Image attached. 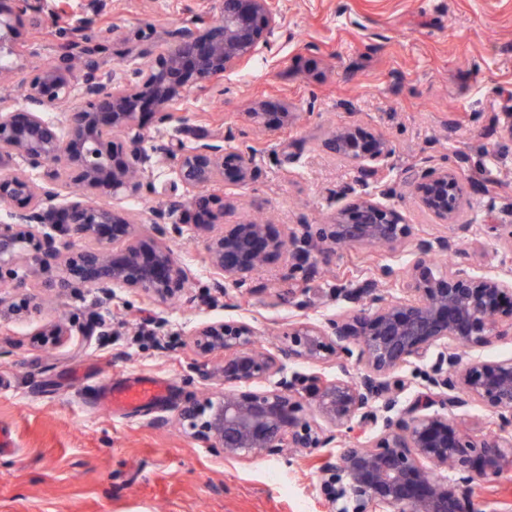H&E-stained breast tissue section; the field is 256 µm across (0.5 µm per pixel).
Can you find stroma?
<instances>
[{"label":"stroma","mask_w":512,"mask_h":512,"mask_svg":"<svg viewBox=\"0 0 512 512\" xmlns=\"http://www.w3.org/2000/svg\"><path fill=\"white\" fill-rule=\"evenodd\" d=\"M44 22L23 28L28 52L0 63L20 76L56 64L77 34L109 30L103 62L122 75L161 54L167 34L215 0H30ZM282 28L245 67L225 73L221 93L191 90L176 105L186 124L157 129L142 114V146L155 184L170 180L159 149L192 143L199 130L223 133L225 146L251 150L257 170L224 191V221L262 216L272 224H330L347 192L374 191L357 164L335 159L324 142L345 125L386 139L395 192L387 205L413 238L444 236L447 262L482 272L512 267L504 245V203L512 201V0H274ZM292 119L281 125L279 107ZM267 115L257 128L251 115ZM431 161L483 181L467 190L461 224L418 209L408 169ZM192 279L172 302L116 289L103 300L90 288H62L61 268L29 274L26 287L0 284V296L26 293L38 314L0 318V427L15 450L0 454V512H329L317 454L227 459L178 422L189 400L218 395L220 377L194 371L189 333L200 322L243 318L259 346L275 350L292 316L321 321L344 306L340 287L376 282L387 299L403 293L380 275L407 270L410 248L379 254L365 247L288 257L242 287L236 307L205 305L211 291L205 244L192 226L171 240ZM56 321L67 340L41 345L37 330ZM146 375L171 386L156 405L111 415L98 397L119 379ZM479 512H512V469L477 483Z\"/></svg>","instance_id":"35a3bbf8"}]
</instances>
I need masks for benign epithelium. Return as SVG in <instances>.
<instances>
[{"label": "benign epithelium", "mask_w": 512, "mask_h": 512, "mask_svg": "<svg viewBox=\"0 0 512 512\" xmlns=\"http://www.w3.org/2000/svg\"><path fill=\"white\" fill-rule=\"evenodd\" d=\"M219 16L208 21L193 17L168 34L167 50L145 68L115 80L97 51L79 41L71 43L62 61L19 81L25 101L18 111L0 99V170L16 161L21 175H0V282L18 279L24 266L37 273L53 264L64 266V283L90 287L109 299L114 289L127 288L155 301L178 297L190 280L168 241L193 221L205 241L213 293L208 301L233 306L229 289L242 287L251 274L283 253L297 266L308 261V247L366 246L393 250L410 236V225L400 214L375 200L357 195L336 212L325 228L240 222L222 224L224 195L214 188L244 186L256 174L248 152L224 148V139L204 135L185 147L171 142L163 148L165 163L183 190L158 213L157 221L142 231L130 215L80 197L62 194V175L84 189L114 198L121 190H154L145 181L147 155L139 140L123 149L110 140L112 132L133 126L137 113L148 110L163 127L185 118L172 111L187 88L213 91L224 73L246 64L269 46L281 29L273 0H217ZM29 0H0V50L16 54L22 34L17 19L29 15ZM80 80L84 105L67 112V136L45 112L61 107ZM331 153L359 165L376 181L382 197L394 186L380 179L387 169L390 148L384 140L366 141L358 129L343 127L328 141ZM418 206L438 220L451 223L463 205V183L448 167L427 166L411 178ZM46 224L59 237L42 231ZM78 237L88 244L65 249L63 240ZM449 249L448 238H420L414 259L403 278L389 265L385 279L399 280L406 297L384 301L375 284L346 288L349 307L322 323L300 317L288 324L284 341L273 352L255 347L254 328L240 320L201 323L190 332L203 357H222L216 368L224 378L221 396L195 400L179 410L180 420L208 448L226 459L244 455L275 456L286 448H327L321 459V490L336 512H477L474 483L496 476L512 466V358L500 361L463 360L462 351L512 335V271L478 275L451 266L436 274L434 256ZM38 308L25 296L19 302L0 297V315L20 317ZM45 345H57L69 336L61 323L38 333ZM359 347L357 361L363 374L357 380L328 379L319 373L284 375L285 362L319 365ZM432 348L439 350L427 388L407 407L396 408L390 391L404 387L397 373ZM278 377L271 388L255 384ZM316 400L320 416L346 441L302 414L297 394ZM480 404L497 415L485 422L486 434L474 442L462 425L434 407L463 409ZM379 433L370 445L359 438ZM453 472L454 486L435 475Z\"/></svg>", "instance_id": "benign-epithelium-1"}]
</instances>
